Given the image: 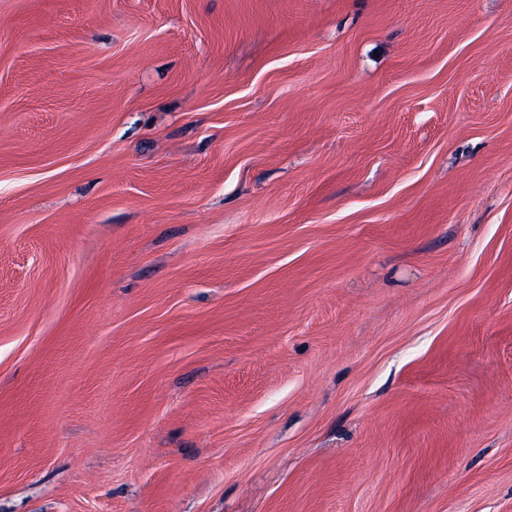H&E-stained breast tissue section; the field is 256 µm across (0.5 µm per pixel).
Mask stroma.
I'll use <instances>...</instances> for the list:
<instances>
[{
    "mask_svg": "<svg viewBox=\"0 0 512 512\" xmlns=\"http://www.w3.org/2000/svg\"><path fill=\"white\" fill-rule=\"evenodd\" d=\"M0 512H512V0H0Z\"/></svg>",
    "mask_w": 512,
    "mask_h": 512,
    "instance_id": "1",
    "label": "stroma"
}]
</instances>
